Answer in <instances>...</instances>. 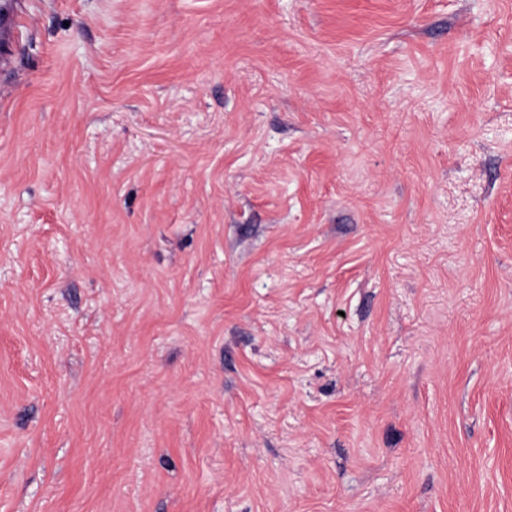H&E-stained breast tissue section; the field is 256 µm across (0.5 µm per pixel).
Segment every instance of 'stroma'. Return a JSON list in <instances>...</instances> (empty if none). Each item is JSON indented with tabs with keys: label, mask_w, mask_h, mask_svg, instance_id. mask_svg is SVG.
<instances>
[{
	"label": "stroma",
	"mask_w": 512,
	"mask_h": 512,
	"mask_svg": "<svg viewBox=\"0 0 512 512\" xmlns=\"http://www.w3.org/2000/svg\"><path fill=\"white\" fill-rule=\"evenodd\" d=\"M0 512H512V0H12Z\"/></svg>",
	"instance_id": "obj_1"
}]
</instances>
